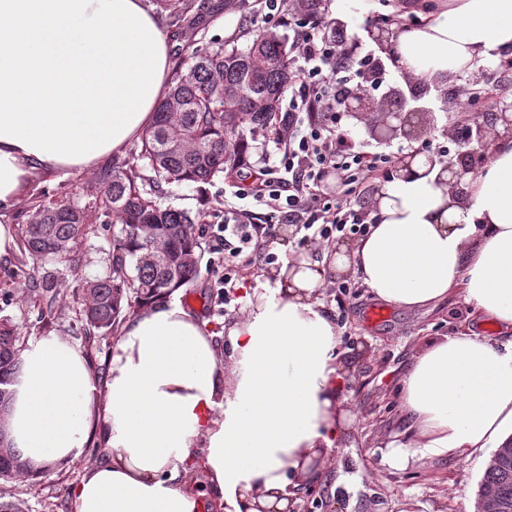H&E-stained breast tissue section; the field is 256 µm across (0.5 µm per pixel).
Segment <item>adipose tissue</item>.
I'll return each mask as SVG.
<instances>
[{
  "label": "adipose tissue",
  "instance_id": "adipose-tissue-1",
  "mask_svg": "<svg viewBox=\"0 0 512 512\" xmlns=\"http://www.w3.org/2000/svg\"><path fill=\"white\" fill-rule=\"evenodd\" d=\"M510 48L512 0H440L399 35L395 70L426 84ZM99 163L40 158L0 140V212L16 206L36 171ZM466 191L452 197L447 174L420 154L383 182L368 235L323 245L319 262L279 242L287 257L273 287L248 297L223 351L187 307L167 299L127 320L102 384L67 338L28 340L1 426L30 478L46 462L83 461L96 431L109 456L86 464L73 490L77 512H199L191 487L199 468L231 512H287L298 483L333 468L331 449L346 447L354 431L341 332L317 301L331 275L351 274L376 300L408 310L458 293L512 331V141L496 143ZM401 404L415 436L387 441L392 466L512 448V340L422 342Z\"/></svg>",
  "mask_w": 512,
  "mask_h": 512
}]
</instances>
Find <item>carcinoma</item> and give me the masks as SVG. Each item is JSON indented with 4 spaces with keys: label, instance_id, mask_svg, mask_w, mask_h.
<instances>
[{
    "label": "carcinoma",
    "instance_id": "carcinoma-1",
    "mask_svg": "<svg viewBox=\"0 0 512 512\" xmlns=\"http://www.w3.org/2000/svg\"><path fill=\"white\" fill-rule=\"evenodd\" d=\"M292 71L287 43L267 31L244 49L198 42L175 66V77L159 103L154 125L141 139L139 154L105 172L94 204L104 218L117 219L110 271L86 283L81 318L89 331L112 330L131 308L169 297L198 279L202 215L163 208L155 200L162 185L209 184L233 168L245 149L234 122L241 118L264 131L275 121ZM87 207L62 198L38 204L21 228L22 253L75 262L78 246L94 232ZM133 263L128 273L127 262ZM17 327L0 320V420L6 418V385L20 363ZM28 463L6 439L0 440V479L24 472ZM481 501L512 512V456L498 451L479 487Z\"/></svg>",
    "mask_w": 512,
    "mask_h": 512
}]
</instances>
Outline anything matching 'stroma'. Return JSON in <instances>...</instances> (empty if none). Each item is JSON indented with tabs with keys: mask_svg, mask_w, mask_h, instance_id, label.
<instances>
[{
	"mask_svg": "<svg viewBox=\"0 0 512 512\" xmlns=\"http://www.w3.org/2000/svg\"><path fill=\"white\" fill-rule=\"evenodd\" d=\"M187 15L195 20L196 33H177L168 12H160L161 23L173 36L174 55L188 56L193 38L224 43L225 47L245 48L256 29L276 32L293 40L294 32L282 25L278 17L262 16L258 0H186ZM332 17L342 19L357 33H364L370 18L390 13L387 0H326ZM101 174L100 168L86 171L36 172L24 197L9 212L14 226L29 223L35 212L34 195L45 191L67 196L87 204L89 189ZM223 178L200 186L194 183L165 186L159 195L160 205L190 213L201 212L205 221L216 224L224 218ZM89 218L96 232L83 242L76 268L52 262L34 263L12 253L0 261V319L11 321L18 329L17 347H24L29 337L58 335L68 338L85 355L98 379L105 381L113 348L120 332L88 338L79 310L87 281L104 276L112 262V233L116 224H104L97 210ZM200 276L196 283L182 289L179 298L191 308L200 323L215 333L216 345H223V334L243 314L242 309L221 311L212 300L209 286L217 266L214 244L201 239ZM57 271L58 285L53 296L41 297L28 286L32 269ZM351 290L342 300H335L333 288H323L318 301L331 318L339 319L343 336L344 362L359 360L363 346H371L373 355L363 363V371L346 387V395L355 409L356 427L351 445L335 449L336 466L315 484L311 496L305 497L310 512L319 503L335 507L336 512H465L478 508V490L488 467L482 452L470 458L410 459L398 468L390 465L385 449L377 447L374 437L396 430L405 424V412L399 399L402 378L415 347L423 341L468 330L479 336L495 337L499 331L489 320L478 316L460 297L453 296L437 305L405 310L374 300L360 280L347 277ZM380 310L387 318L374 322L371 311ZM107 451L99 435H92L83 462L57 466L38 479L23 476L0 480V495L24 501L29 512H76L71 490L80 480L85 465L105 460Z\"/></svg>",
	"mask_w": 512,
	"mask_h": 512,
	"instance_id": "1",
	"label": "stroma"
}]
</instances>
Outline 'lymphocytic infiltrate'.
<instances>
[{
    "instance_id": "f902f5d3",
    "label": "lymphocytic infiltrate",
    "mask_w": 512,
    "mask_h": 512,
    "mask_svg": "<svg viewBox=\"0 0 512 512\" xmlns=\"http://www.w3.org/2000/svg\"><path fill=\"white\" fill-rule=\"evenodd\" d=\"M264 2L298 29L290 47L293 78L288 107L273 126L261 134L244 129L247 148L231 174L235 200L225 203L223 223L210 227L224 247L221 273L212 283V296L222 305L234 300L245 267L277 261L267 242L279 225H296L303 246L369 233L356 208L390 160L349 138L341 125V99L384 79L373 50L357 35H336L329 20L308 23V0ZM269 142L274 152L263 151ZM256 149L258 165L252 160ZM250 201L262 206V215L247 209Z\"/></svg>"
}]
</instances>
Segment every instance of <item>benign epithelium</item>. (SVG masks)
I'll use <instances>...</instances> for the list:
<instances>
[{
  "mask_svg": "<svg viewBox=\"0 0 512 512\" xmlns=\"http://www.w3.org/2000/svg\"><path fill=\"white\" fill-rule=\"evenodd\" d=\"M368 34L380 52L377 56L379 68L384 71L395 64V46L400 29L381 19H373ZM455 78L456 75L450 74L432 85L440 91L444 112H453L454 99L448 96L443 85L453 83ZM432 86L427 83L422 86L411 85L406 92L391 88L379 99L366 86L345 96L341 100V108L347 116L356 120L371 114L377 115V119L368 126V132L379 143H387L398 137L410 142L417 141L426 138L435 127L434 112L416 105ZM499 140H512V109L509 107L487 112L481 119L466 126L465 144L455 155L448 157L441 151L429 152L426 154L427 161L432 166L441 164L442 171L448 172L451 192L458 198H464L465 179L478 173Z\"/></svg>",
  "mask_w": 512,
  "mask_h": 512,
  "instance_id": "obj_1",
  "label": "benign epithelium"
}]
</instances>
